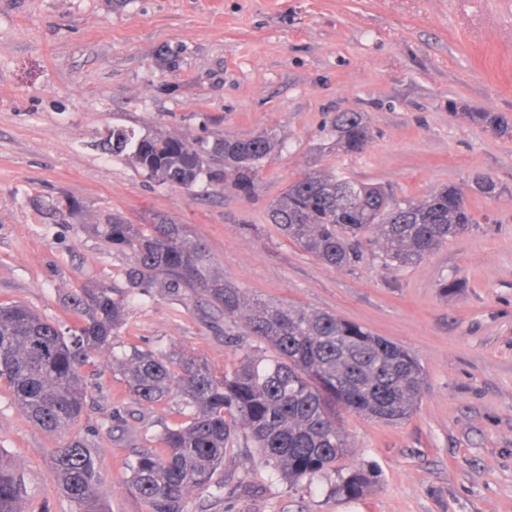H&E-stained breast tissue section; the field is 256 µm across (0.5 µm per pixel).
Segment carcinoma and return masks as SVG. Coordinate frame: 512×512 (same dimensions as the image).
I'll use <instances>...</instances> for the list:
<instances>
[{
	"mask_svg": "<svg viewBox=\"0 0 512 512\" xmlns=\"http://www.w3.org/2000/svg\"><path fill=\"white\" fill-rule=\"evenodd\" d=\"M483 124L502 132L509 123L495 112H478ZM336 146L359 153L370 139L360 112H339ZM115 154L129 153L147 176L190 189L210 176V161L245 187L277 142L265 133L224 138L197 148L186 138L141 137L117 130L107 139ZM280 233L324 264L350 270L364 244H376L386 264L409 265L448 239L473 228L462 193L454 186L421 200H398L381 186L338 174L313 172L290 183L268 208ZM112 248L132 258L130 287L183 288L204 298L214 318L242 322L248 336L266 343L271 358L244 356L230 372H218L193 357L144 351L135 346L115 359L135 399L154 404L177 397L190 409L181 423L164 427L160 447L138 451L128 486L146 512H183L191 490L207 491L232 447L246 430L262 463L290 484L336 470L351 444L341 430L340 409L385 424L415 410L425 385L419 362L393 342L336 315L248 296L214 267L207 247L189 238L186 226L160 219L129 224L118 217L92 224ZM126 298L97 285L69 296L73 324L61 326L23 304L0 305V381L27 417L49 432L71 426L82 414L86 393L81 368L113 344ZM57 488L76 512H103L99 471L91 449L73 441L53 451ZM370 470L339 474L335 493L365 496L375 483ZM26 487L0 456V512H24Z\"/></svg>",
	"mask_w": 512,
	"mask_h": 512,
	"instance_id": "1",
	"label": "carcinoma"
}]
</instances>
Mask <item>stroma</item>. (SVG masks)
Instances as JSON below:
<instances>
[{
  "mask_svg": "<svg viewBox=\"0 0 512 512\" xmlns=\"http://www.w3.org/2000/svg\"><path fill=\"white\" fill-rule=\"evenodd\" d=\"M340 112L366 116L362 153L337 150ZM478 112L512 123V0H0V304L67 327L73 291L105 284L127 297L113 351L82 370L87 401L72 426L40 428L0 386V456L29 506L75 512L52 452L76 439L99 462L104 512H145L126 488L129 465L179 422V402L138 403L113 352H176L218 371L272 353L239 326L225 338L189 293L131 292L129 255L91 230L114 215L187 225L248 295L361 324L426 373L407 421L341 413L351 452L310 481L277 480L238 431L215 486L189 493L184 512H512V136ZM115 129L209 141L268 132L281 146L250 190L217 162L186 191L103 149ZM309 171L399 199L454 184L476 225L416 264L382 265L373 244L339 271L268 221L270 202ZM479 178L494 194L476 191ZM67 196L85 222L55 217ZM361 467L377 484L357 501L336 497L338 473Z\"/></svg>",
  "mask_w": 512,
  "mask_h": 512,
  "instance_id": "35a3bbf8",
  "label": "stroma"
}]
</instances>
